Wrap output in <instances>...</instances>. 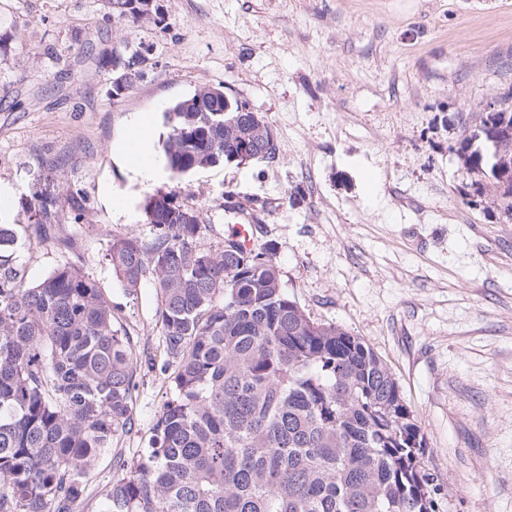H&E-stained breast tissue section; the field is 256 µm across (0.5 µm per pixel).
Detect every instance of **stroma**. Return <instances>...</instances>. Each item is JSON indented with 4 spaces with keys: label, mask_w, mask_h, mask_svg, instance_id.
Returning <instances> with one entry per match:
<instances>
[{
    "label": "stroma",
    "mask_w": 512,
    "mask_h": 512,
    "mask_svg": "<svg viewBox=\"0 0 512 512\" xmlns=\"http://www.w3.org/2000/svg\"><path fill=\"white\" fill-rule=\"evenodd\" d=\"M157 19L111 0H0V222L35 284L70 264L112 302L137 361L159 357L158 290L126 294L112 236L151 240L144 204L201 207V243L266 207L289 296L363 338L387 364L426 442L443 512H512V217L454 152L487 102L512 92V0H154ZM145 56L122 96L101 58ZM247 101L274 161L172 176L168 109L202 87ZM162 170L114 156L135 119ZM58 218L36 226L41 200ZM78 201L75 214L70 201ZM169 386L142 371L133 424L96 458L80 512H100L117 459L148 439Z\"/></svg>",
    "instance_id": "obj_1"
}]
</instances>
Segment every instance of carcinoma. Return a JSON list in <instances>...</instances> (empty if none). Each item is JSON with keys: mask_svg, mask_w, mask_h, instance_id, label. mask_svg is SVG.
Returning <instances> with one entry per match:
<instances>
[{"mask_svg": "<svg viewBox=\"0 0 512 512\" xmlns=\"http://www.w3.org/2000/svg\"><path fill=\"white\" fill-rule=\"evenodd\" d=\"M141 0H112L141 18ZM142 55L112 52L131 88ZM246 102L195 96L166 118L164 153L179 176L252 161L273 130ZM456 152L477 170L495 145L463 131ZM156 234L114 236L106 259L128 294L149 276L164 337L169 395L149 448L118 461L102 512H439L422 466L426 443L387 365L359 336L318 322L281 279L273 243L231 233L200 243L201 211L157 192ZM0 224V512H77L82 478L130 430L137 366L97 283L63 265L35 285Z\"/></svg>", "mask_w": 512, "mask_h": 512, "instance_id": "obj_1", "label": "carcinoma"}]
</instances>
